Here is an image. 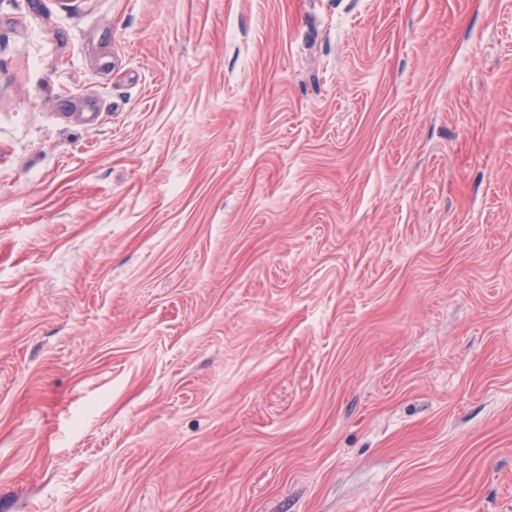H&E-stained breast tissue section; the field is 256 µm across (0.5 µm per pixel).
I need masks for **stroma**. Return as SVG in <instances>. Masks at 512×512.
Listing matches in <instances>:
<instances>
[{
  "instance_id": "stroma-1",
  "label": "stroma",
  "mask_w": 512,
  "mask_h": 512,
  "mask_svg": "<svg viewBox=\"0 0 512 512\" xmlns=\"http://www.w3.org/2000/svg\"><path fill=\"white\" fill-rule=\"evenodd\" d=\"M0 512H512V0H0Z\"/></svg>"
}]
</instances>
